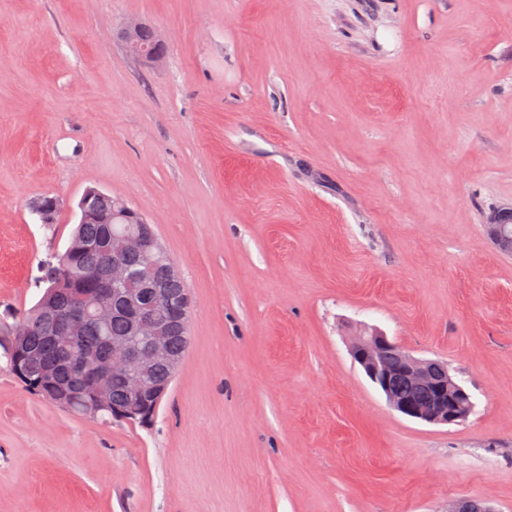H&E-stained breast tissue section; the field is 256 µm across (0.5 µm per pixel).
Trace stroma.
I'll return each instance as SVG.
<instances>
[{
	"label": "stroma",
	"mask_w": 512,
	"mask_h": 512,
	"mask_svg": "<svg viewBox=\"0 0 512 512\" xmlns=\"http://www.w3.org/2000/svg\"><path fill=\"white\" fill-rule=\"evenodd\" d=\"M89 187L153 224L190 345L148 427L0 354V512H512V258L484 229L512 206V0H0V319ZM371 329L445 362L468 419L392 410L351 357ZM149 25L141 20L134 19L125 23L120 32V39L127 51L142 61L153 62L161 58L165 46L164 40L160 37L154 27L152 29V45L146 51V47L141 45L140 37L145 27Z\"/></svg>",
	"instance_id": "35a3bbf8"
}]
</instances>
